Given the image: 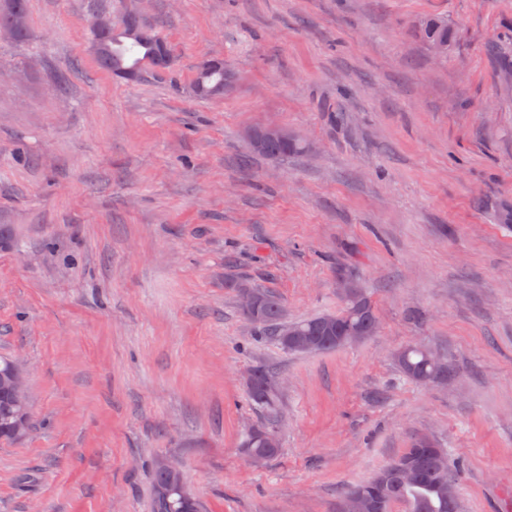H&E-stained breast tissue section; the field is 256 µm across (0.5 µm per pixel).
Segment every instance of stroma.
<instances>
[{"instance_id":"stroma-1","label":"stroma","mask_w":512,"mask_h":512,"mask_svg":"<svg viewBox=\"0 0 512 512\" xmlns=\"http://www.w3.org/2000/svg\"><path fill=\"white\" fill-rule=\"evenodd\" d=\"M0 42V356L24 370L33 429L0 442V512H152L156 459L207 512H339L417 433L463 464L461 512H512V0H27ZM134 7L163 73L127 80L89 48L92 10ZM453 29L447 55L415 34ZM219 57L231 89L190 85ZM295 131L272 161L246 132ZM369 289L375 336L293 354L240 313L225 277L288 319ZM419 344L456 377L423 385ZM278 382L276 457L243 382ZM419 28V29H418ZM415 29L419 37L428 45L431 51L435 43H441L449 50L452 43V30L448 27V20L444 18H425L419 22ZM266 127L250 130L247 139L253 152L274 160H285L308 151V142L288 131L287 139L267 137ZM395 361L403 376L420 383H443L455 376V370L448 360L423 346L404 348L396 354ZM272 433L273 432L265 426L253 427L247 432L242 447L255 466H261L263 464V458L265 462L277 454L279 448L271 446V443L267 441V436ZM253 455H260L263 458Z\"/></svg>"}]
</instances>
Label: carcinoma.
<instances>
[{"label":"carcinoma","instance_id":"1","mask_svg":"<svg viewBox=\"0 0 512 512\" xmlns=\"http://www.w3.org/2000/svg\"><path fill=\"white\" fill-rule=\"evenodd\" d=\"M112 13L94 10L89 20V43L100 68L120 77L131 71L137 75L144 68L161 72L171 68V54L161 57L159 45L166 40L152 27L146 25L131 10L121 12L114 26L112 37L97 40L96 23ZM12 29V39L22 41L28 34L27 0H0V28ZM417 33L428 45L441 43L450 48L452 30L444 18H425L419 22ZM231 74L224 65L215 68H197L191 91L200 99L224 96V83ZM253 152L274 160H285L308 151V142L294 133L280 139L265 135V128L250 130L247 135ZM339 279L350 288L341 293L342 310L290 322L286 319L284 304L272 292L255 288L241 280H231L229 287L242 294L251 291L258 297L255 310L241 309L242 316L263 329L264 333L284 350L293 353L332 351L349 344L348 337L360 339L372 336L378 328L375 307L368 289L357 276L349 271L340 273ZM395 361L406 378L420 383H443L455 376L447 360L427 348L413 345L399 351ZM253 384L248 386L251 400L267 410L270 417L278 414L277 391L274 375L265 365L252 368ZM22 372L16 360L0 357V441L14 442L25 438L32 427L18 432L15 424L21 410L29 407L26 392L13 387V377ZM272 431L264 426L251 428L242 447L247 456L260 455L264 460L274 457L278 448L267 441ZM460 468L448 459V451L441 444L424 435L415 436L408 447L394 457L372 478L348 489L341 500L340 512L356 509L354 497L363 496L378 505L379 512H392L396 504L406 507V512H459L456 480ZM153 512H201V504L188 490L187 485L171 482L165 463L153 466Z\"/></svg>","mask_w":512,"mask_h":512}]
</instances>
